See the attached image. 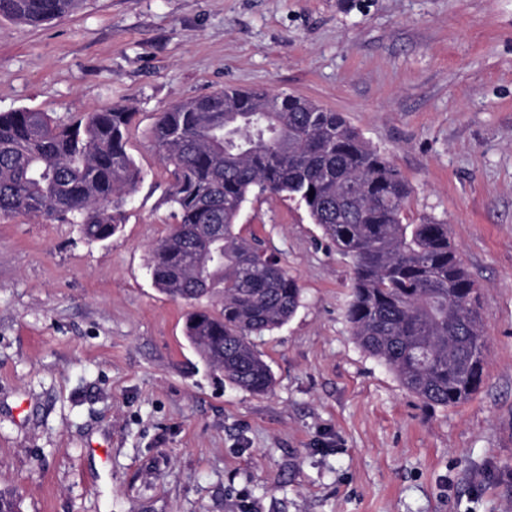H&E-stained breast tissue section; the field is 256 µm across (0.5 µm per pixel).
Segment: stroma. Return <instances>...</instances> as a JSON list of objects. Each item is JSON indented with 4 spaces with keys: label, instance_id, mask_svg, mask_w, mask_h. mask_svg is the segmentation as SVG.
Returning a JSON list of instances; mask_svg holds the SVG:
<instances>
[{
    "label": "stroma",
    "instance_id": "obj_1",
    "mask_svg": "<svg viewBox=\"0 0 512 512\" xmlns=\"http://www.w3.org/2000/svg\"><path fill=\"white\" fill-rule=\"evenodd\" d=\"M227 86L343 113L448 225L481 295L483 383L432 407L356 342L352 264L296 201L245 203L302 289L258 341L274 384L225 380L148 263L175 219L158 112ZM132 107L144 173L112 238L0 221V489L22 512H512V0H83L0 15V112ZM82 0H0V15L26 24H40L75 11Z\"/></svg>",
    "mask_w": 512,
    "mask_h": 512
}]
</instances>
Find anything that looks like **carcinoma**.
<instances>
[{
    "label": "carcinoma",
    "instance_id": "obj_1",
    "mask_svg": "<svg viewBox=\"0 0 512 512\" xmlns=\"http://www.w3.org/2000/svg\"><path fill=\"white\" fill-rule=\"evenodd\" d=\"M82 0H0V15L40 24ZM134 112L112 106L60 124L0 112V217L64 218L89 242L111 238L143 174L128 153ZM152 137L174 183L176 224L152 250L154 285L176 300L219 298L186 320V337L224 379L252 393L273 376L254 338L283 326L301 288L260 242L236 231L253 191L296 200L352 262L353 335L400 384L433 406L483 383L485 340L474 281L448 225L406 224L408 182L343 113L294 95L233 87L158 113Z\"/></svg>",
    "mask_w": 512,
    "mask_h": 512
}]
</instances>
